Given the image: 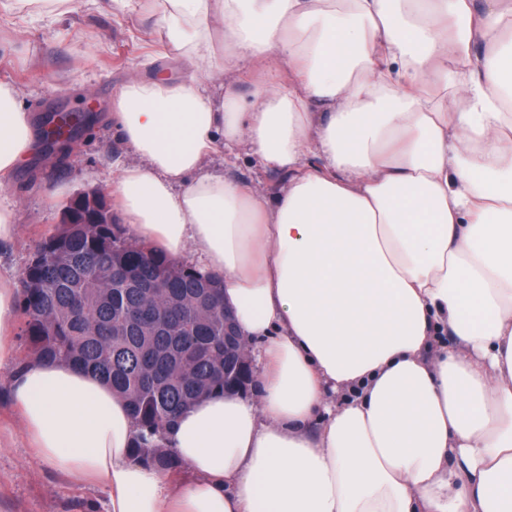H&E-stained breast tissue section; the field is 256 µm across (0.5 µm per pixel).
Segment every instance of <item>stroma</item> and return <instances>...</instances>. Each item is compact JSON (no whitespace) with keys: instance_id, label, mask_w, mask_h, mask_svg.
<instances>
[{"instance_id":"obj_1","label":"stroma","mask_w":512,"mask_h":512,"mask_svg":"<svg viewBox=\"0 0 512 512\" xmlns=\"http://www.w3.org/2000/svg\"><path fill=\"white\" fill-rule=\"evenodd\" d=\"M155 74L181 76L177 52L137 13H116L95 0H74L73 11L54 17L0 7V81L16 87L24 111L36 120L46 110H81L92 101L102 114L73 152L51 154L36 141L13 181L0 188V203L15 209L20 226L15 241L0 245V275L22 277L64 206L81 193L109 191L113 165L136 162L106 116L126 79ZM102 497L33 462L23 443L0 448V512H93Z\"/></svg>"}]
</instances>
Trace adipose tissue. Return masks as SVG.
I'll return each mask as SVG.
<instances>
[{"label":"adipose tissue","instance_id":"1","mask_svg":"<svg viewBox=\"0 0 512 512\" xmlns=\"http://www.w3.org/2000/svg\"><path fill=\"white\" fill-rule=\"evenodd\" d=\"M184 77L112 100V209L220 280L260 364L165 434L192 481L135 461L111 387L27 359L15 422L104 512H512V0H113ZM247 72V103L202 83ZM34 133L0 82V186ZM285 174L267 194L207 160ZM18 294L0 276V363Z\"/></svg>","mask_w":512,"mask_h":512}]
</instances>
